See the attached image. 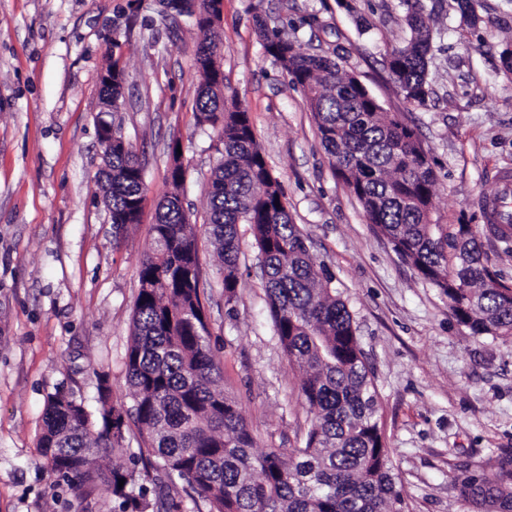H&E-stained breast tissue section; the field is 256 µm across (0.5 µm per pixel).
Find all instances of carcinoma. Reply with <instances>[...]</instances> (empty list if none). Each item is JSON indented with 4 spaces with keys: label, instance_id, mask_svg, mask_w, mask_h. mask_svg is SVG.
<instances>
[{
    "label": "carcinoma",
    "instance_id": "1",
    "mask_svg": "<svg viewBox=\"0 0 512 512\" xmlns=\"http://www.w3.org/2000/svg\"><path fill=\"white\" fill-rule=\"evenodd\" d=\"M193 19L198 48L195 117L212 127L223 145L208 194L207 233L220 260L226 302L237 298L241 242L247 224L263 256V288L273 332L304 373L301 393L311 415L305 444L289 454L257 455L254 438L236 400L218 385L219 368L200 317L198 244L178 195L156 207L152 244L140 263L126 353L127 381L141 441L131 459L159 464L165 478L186 482L207 512H391L403 503L401 488L382 447L377 393L345 302L328 288L330 276L292 223L256 141L246 110L227 104L216 59L222 48L208 14L223 0H200ZM409 38L392 49L389 75L404 97L423 104L430 94L433 56L430 16L420 0H403ZM255 30L265 53L302 88L321 145L336 176L358 197L370 223L393 250L446 296L459 325L472 336L512 338V288L483 261L468 224H436L432 196L436 174L418 135L354 76L340 74L330 56L303 51L281 38L260 13ZM125 80L100 81V97H123ZM104 202L115 231L138 224L145 201L143 169L132 148L103 156ZM489 232L509 239L512 212L491 208ZM93 420L82 403L48 396L39 438L47 467L84 501L110 491L119 512H148L143 492L127 487L135 470L97 466L123 452V420L110 424L107 402ZM124 486H119V480ZM459 492L481 512H512V452L494 472L470 474Z\"/></svg>",
    "mask_w": 512,
    "mask_h": 512
}]
</instances>
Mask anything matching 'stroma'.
Here are the masks:
<instances>
[{
  "label": "stroma",
  "mask_w": 512,
  "mask_h": 512,
  "mask_svg": "<svg viewBox=\"0 0 512 512\" xmlns=\"http://www.w3.org/2000/svg\"><path fill=\"white\" fill-rule=\"evenodd\" d=\"M434 20L425 103L404 98L384 67L408 36L401 0H224V92L245 109L292 221L332 276L357 326L404 512H476L461 476L490 472L512 451V339L475 338L448 299L403 263L334 174L304 91L267 57L254 27L297 23L302 48L338 58L384 111L418 133L436 173L433 218L470 225L512 287V244L489 233L484 201L512 175V0H422ZM197 36L154 0H0V512H113L115 499L75 498L43 466L48 395L91 412L133 404L125 354L138 271L173 146L187 167L200 298L225 392L240 405L255 452L303 447L310 416L303 373L273 334L249 225L239 227L237 300L226 303L206 233L216 132L194 106ZM126 72L121 133L144 169L140 224L115 238L98 186L99 77L113 53ZM108 394H101V385Z\"/></svg>",
  "instance_id": "1"
}]
</instances>
